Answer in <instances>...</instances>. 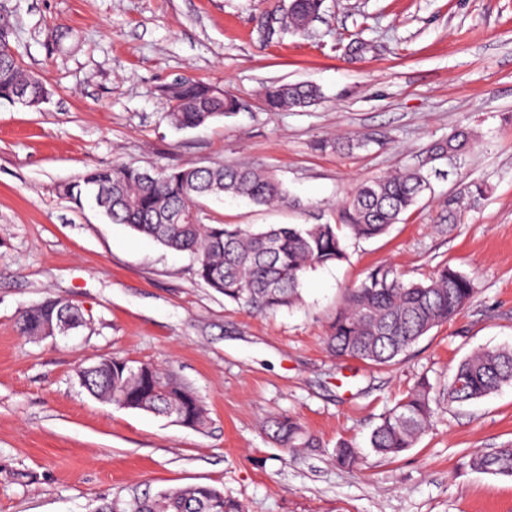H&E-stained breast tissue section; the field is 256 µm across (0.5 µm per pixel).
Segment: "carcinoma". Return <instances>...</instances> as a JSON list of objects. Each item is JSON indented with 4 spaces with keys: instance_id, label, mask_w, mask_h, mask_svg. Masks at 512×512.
<instances>
[{
    "instance_id": "carcinoma-1",
    "label": "carcinoma",
    "mask_w": 512,
    "mask_h": 512,
    "mask_svg": "<svg viewBox=\"0 0 512 512\" xmlns=\"http://www.w3.org/2000/svg\"><path fill=\"white\" fill-rule=\"evenodd\" d=\"M322 0H290L280 24L303 34L319 15ZM47 96L43 80L23 69L17 55L0 44V101L38 105ZM167 120L177 128H195L224 118L240 100L211 84L177 80L166 88ZM260 97L270 112L309 107L320 99L313 84L272 83ZM472 133L457 130L434 142L429 160H448L470 146ZM430 182L421 169L385 175L361 183L343 206L340 224H282L251 231L230 224H202L199 204L212 197H241L256 205L285 203L288 194L272 173L248 165H185L151 171L132 166L93 169L60 193L75 206L86 199L114 224H125L164 248L187 253L196 261V275L214 291L241 307L267 313L301 301L304 273L316 266L346 259L344 239L369 240L388 232L417 205ZM460 198L448 197L440 222L460 221ZM476 293L474 279L447 263L426 283L406 282L395 269L379 265L357 286L345 289L329 326L327 344L341 357L387 366L405 354L435 327L455 319ZM84 323L78 306L50 298L19 317L20 334L42 335L46 326ZM93 395L129 409L175 417L179 424L201 429L206 409L196 393L171 371L151 363L135 367L108 356L79 370ZM512 384V347L476 351L457 366L443 399L466 403ZM432 386L418 382L373 429L370 446L380 454L397 455L411 447L431 424ZM271 437L287 448L307 443L302 425L290 416L269 421ZM357 448L344 441L336 448L339 465L358 464ZM471 465L486 473L512 476V446L477 455ZM132 512H242L240 503L209 485L146 494L135 499Z\"/></svg>"
}]
</instances>
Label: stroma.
<instances>
[{
  "label": "stroma",
  "instance_id": "1",
  "mask_svg": "<svg viewBox=\"0 0 512 512\" xmlns=\"http://www.w3.org/2000/svg\"><path fill=\"white\" fill-rule=\"evenodd\" d=\"M290 0H0V27L39 106L0 103V512H99L171 487L211 485L244 512H512V477L475 470L512 446V386L439 405L413 448L390 458L372 429L425 378L442 389L462 359L512 345V0H323L306 33H269ZM72 37L49 45L55 27ZM201 80L244 102L187 130L166 120L164 87ZM309 82L320 101L267 111V84ZM473 133L438 163L430 191L390 231L346 239V261L309 269L299 305L262 315L224 299L186 253L167 250L58 192L93 168L245 163L288 191L274 208L206 201L205 224L257 230L333 224L360 183L425 165L455 128ZM369 139L339 153L336 136ZM487 194L460 223L439 218L471 183ZM476 294L394 364L330 354L344 289L387 264L405 279L442 263ZM64 297L84 316L68 335L22 336L20 314ZM118 354L171 370L202 400L205 429L92 397L80 367ZM312 443L284 448L271 417ZM357 467L339 466V442Z\"/></svg>",
  "mask_w": 512,
  "mask_h": 512
}]
</instances>
